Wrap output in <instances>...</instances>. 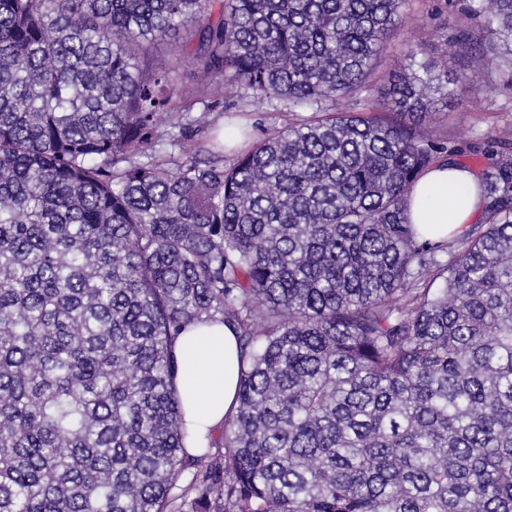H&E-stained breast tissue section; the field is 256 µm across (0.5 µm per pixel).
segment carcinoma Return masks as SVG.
Wrapping results in <instances>:
<instances>
[{
  "label": "carcinoma",
  "instance_id": "cac0c4a2",
  "mask_svg": "<svg viewBox=\"0 0 512 512\" xmlns=\"http://www.w3.org/2000/svg\"><path fill=\"white\" fill-rule=\"evenodd\" d=\"M406 3L0 0V512H512V151L487 135L458 188L482 223L406 217L461 152L438 104L486 83L422 63L337 107ZM441 12L512 72V0ZM225 86L301 116L229 165L231 125L157 155ZM205 322L237 336L238 407L191 454L174 342ZM386 83L381 79H376L370 83L367 90L362 92L357 101H350L348 104L349 108L355 112H360L367 105L372 104L373 102H377L378 100H382L384 97V93L386 92Z\"/></svg>",
  "mask_w": 512,
  "mask_h": 512
}]
</instances>
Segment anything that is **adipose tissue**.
Instances as JSON below:
<instances>
[{
    "label": "adipose tissue",
    "mask_w": 512,
    "mask_h": 512,
    "mask_svg": "<svg viewBox=\"0 0 512 512\" xmlns=\"http://www.w3.org/2000/svg\"><path fill=\"white\" fill-rule=\"evenodd\" d=\"M473 181L468 170L442 161L433 164L410 190L411 223L427 225L430 240L465 232L480 210V201L477 194L460 196L456 189ZM174 353L187 449L193 452L203 447L207 436L217 432L225 416L236 410L237 341L224 324H196L177 339Z\"/></svg>",
    "instance_id": "obj_1"
}]
</instances>
